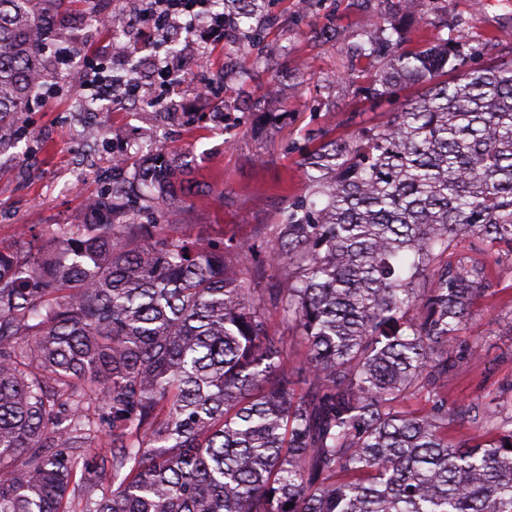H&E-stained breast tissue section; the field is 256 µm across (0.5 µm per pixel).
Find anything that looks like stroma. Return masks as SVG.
<instances>
[{
    "mask_svg": "<svg viewBox=\"0 0 512 512\" xmlns=\"http://www.w3.org/2000/svg\"><path fill=\"white\" fill-rule=\"evenodd\" d=\"M396 9L397 0H264L261 14L274 23L246 53L234 39L201 45L178 29L186 58H201L202 66L184 67L152 104L121 101L92 123L76 111L88 69L75 60L127 64L148 80L157 52L147 39L115 55L111 35L80 25L76 37L50 50L62 73L55 90L20 117L21 140L0 155V246L36 248L51 227L79 223L85 197L102 190L113 158L128 153L129 167H136L142 158L129 147L155 129L206 186L204 195L171 201L162 223L194 238L256 245L262 281L270 283L265 261L274 226L289 198L308 191L302 154L314 143L354 136L396 106L367 99L363 88L377 63L348 55L376 23L397 19ZM414 18L407 28L414 39L428 38L442 19L445 37L482 48L485 61L512 57V0H417ZM351 67L360 76L353 87L342 80ZM457 251L483 263L492 286L475 298L474 318L457 337L463 348L480 344L482 358L449 385L452 409L498 398L512 384V262L472 239Z\"/></svg>",
    "mask_w": 512,
    "mask_h": 512,
    "instance_id": "35a3bbf8",
    "label": "stroma"
}]
</instances>
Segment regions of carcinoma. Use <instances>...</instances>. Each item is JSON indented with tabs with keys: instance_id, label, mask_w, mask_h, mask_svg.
<instances>
[{
	"instance_id": "obj_1",
	"label": "carcinoma",
	"mask_w": 512,
	"mask_h": 512,
	"mask_svg": "<svg viewBox=\"0 0 512 512\" xmlns=\"http://www.w3.org/2000/svg\"><path fill=\"white\" fill-rule=\"evenodd\" d=\"M89 2L0 0V153ZM256 13L224 0V28L251 42ZM444 28L419 48L379 23L357 45L372 96L426 91L304 154L265 288L254 246L157 221L201 192L174 152L36 250L0 248V512H512V399L447 398L480 357L456 337L488 286L457 243L512 256V59L477 66ZM424 389L429 411L402 409ZM455 415L488 438L448 444Z\"/></svg>"
}]
</instances>
